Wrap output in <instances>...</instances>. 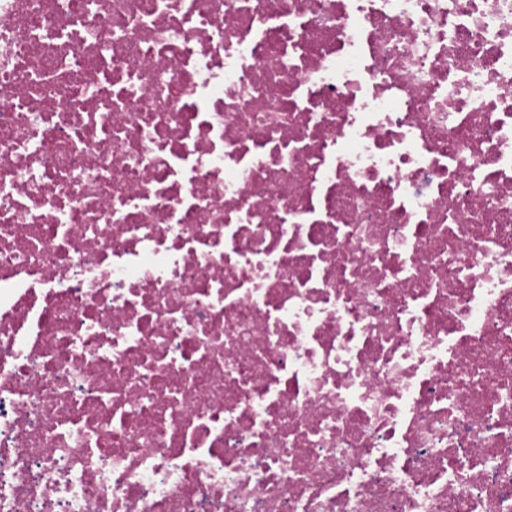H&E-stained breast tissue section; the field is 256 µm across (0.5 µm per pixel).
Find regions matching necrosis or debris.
<instances>
[{
	"instance_id": "4bbe7bcc",
	"label": "necrosis or debris",
	"mask_w": 512,
	"mask_h": 512,
	"mask_svg": "<svg viewBox=\"0 0 512 512\" xmlns=\"http://www.w3.org/2000/svg\"><path fill=\"white\" fill-rule=\"evenodd\" d=\"M0 512H512V0H0Z\"/></svg>"
}]
</instances>
